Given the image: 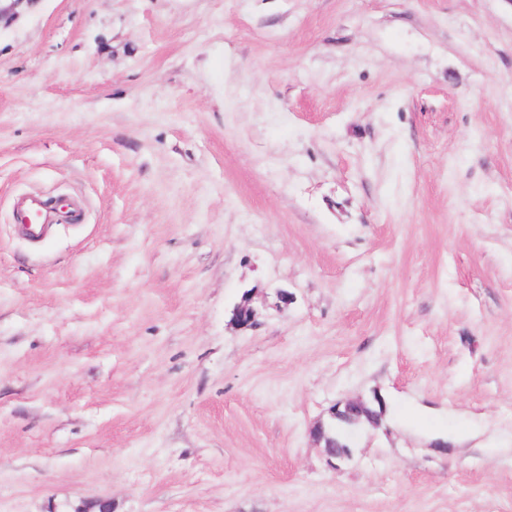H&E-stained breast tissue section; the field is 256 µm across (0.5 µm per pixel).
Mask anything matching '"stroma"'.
Segmentation results:
<instances>
[{
    "instance_id": "obj_1",
    "label": "stroma",
    "mask_w": 512,
    "mask_h": 512,
    "mask_svg": "<svg viewBox=\"0 0 512 512\" xmlns=\"http://www.w3.org/2000/svg\"><path fill=\"white\" fill-rule=\"evenodd\" d=\"M28 194L81 216L27 241ZM377 394L330 468L312 425ZM101 502L512 512V0L0 27V512Z\"/></svg>"
}]
</instances>
